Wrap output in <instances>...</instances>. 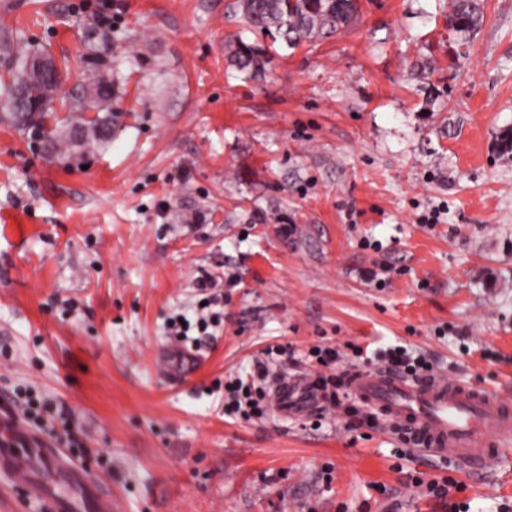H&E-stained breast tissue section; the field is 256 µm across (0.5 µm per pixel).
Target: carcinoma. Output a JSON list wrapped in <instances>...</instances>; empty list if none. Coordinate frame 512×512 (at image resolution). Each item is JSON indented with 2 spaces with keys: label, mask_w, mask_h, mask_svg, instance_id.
<instances>
[{
  "label": "carcinoma",
  "mask_w": 512,
  "mask_h": 512,
  "mask_svg": "<svg viewBox=\"0 0 512 512\" xmlns=\"http://www.w3.org/2000/svg\"><path fill=\"white\" fill-rule=\"evenodd\" d=\"M235 12L245 30L265 34L272 42L294 49L303 42L326 39L352 24L358 16L357 0H235ZM484 21L483 0H453L448 28L469 34ZM95 35L81 38L77 63L82 77L65 97L66 115L43 110L48 86L61 77L46 79L27 73L16 63L34 59L40 51L19 34L0 40V55L7 59L6 79H0L3 116L17 133L27 134L28 124L44 128L48 157L70 161L102 149L119 124L116 84L112 82V28L95 22ZM272 47L238 36L225 47L228 66L245 80H259L272 61Z\"/></svg>",
  "instance_id": "obj_1"
}]
</instances>
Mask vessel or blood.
I'll return each instance as SVG.
<instances>
[{
  "label": "vessel or blood",
  "instance_id": "obj_1",
  "mask_svg": "<svg viewBox=\"0 0 512 512\" xmlns=\"http://www.w3.org/2000/svg\"><path fill=\"white\" fill-rule=\"evenodd\" d=\"M164 356L174 362L173 377L196 369L195 356L180 347L169 348ZM347 386L383 419L415 433L429 455L483 467L512 455L511 449L490 444L491 436H512V407L484 389L433 374L409 379L385 369L351 371ZM274 399L282 410L294 413L315 403L309 380L299 372L278 378ZM0 475L36 485L46 512H77L88 501L97 512H112L111 498L99 493L96 481L5 415L0 417Z\"/></svg>",
  "mask_w": 512,
  "mask_h": 512
}]
</instances>
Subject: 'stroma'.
<instances>
[{
    "label": "stroma",
    "mask_w": 512,
    "mask_h": 512,
    "mask_svg": "<svg viewBox=\"0 0 512 512\" xmlns=\"http://www.w3.org/2000/svg\"><path fill=\"white\" fill-rule=\"evenodd\" d=\"M233 2L0 0V35L52 53L63 91L88 24L123 61L120 126L83 162L0 123V414L21 416L15 390L71 411L84 448L65 455L116 512H448L394 469L389 427L230 418L224 384L400 344L512 399V0H484L465 48L450 0H358L259 81L226 67ZM208 274L224 325L176 339ZM176 342L199 363L180 383L160 355ZM412 466L454 473L470 512L512 506V460Z\"/></svg>",
    "instance_id": "stroma-1"
}]
</instances>
